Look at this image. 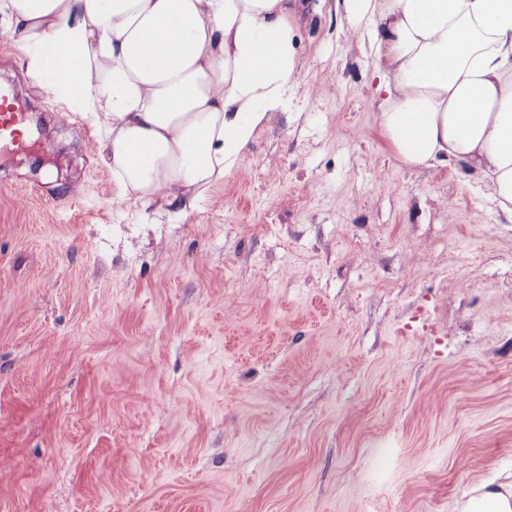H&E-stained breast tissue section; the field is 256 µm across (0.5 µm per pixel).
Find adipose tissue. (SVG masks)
I'll return each instance as SVG.
<instances>
[{"instance_id":"ef3b65f1","label":"adipose tissue","mask_w":512,"mask_h":512,"mask_svg":"<svg viewBox=\"0 0 512 512\" xmlns=\"http://www.w3.org/2000/svg\"><path fill=\"white\" fill-rule=\"evenodd\" d=\"M366 41L382 131L412 167L460 165L512 220V0H336ZM302 0H0L54 97L97 127L117 205L195 201L236 165L297 68ZM456 512H512L481 484Z\"/></svg>"}]
</instances>
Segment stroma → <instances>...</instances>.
<instances>
[{
    "instance_id": "stroma-1",
    "label": "stroma",
    "mask_w": 512,
    "mask_h": 512,
    "mask_svg": "<svg viewBox=\"0 0 512 512\" xmlns=\"http://www.w3.org/2000/svg\"><path fill=\"white\" fill-rule=\"evenodd\" d=\"M281 107L189 209L118 188L4 36L40 126L0 159V512H454L512 481V223L410 168L308 0Z\"/></svg>"
}]
</instances>
